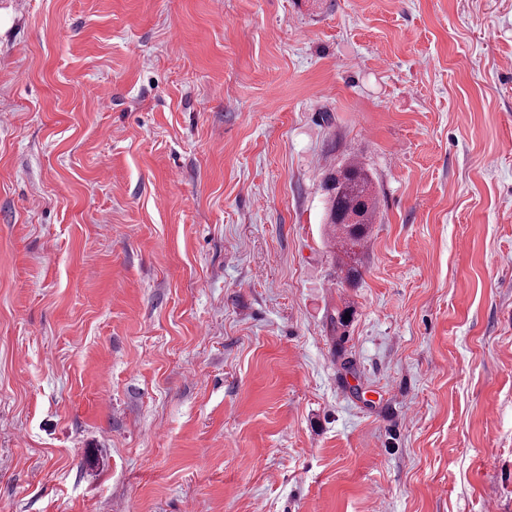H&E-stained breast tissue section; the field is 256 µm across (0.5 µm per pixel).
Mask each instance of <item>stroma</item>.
Returning <instances> with one entry per match:
<instances>
[{
    "instance_id": "1",
    "label": "stroma",
    "mask_w": 512,
    "mask_h": 512,
    "mask_svg": "<svg viewBox=\"0 0 512 512\" xmlns=\"http://www.w3.org/2000/svg\"><path fill=\"white\" fill-rule=\"evenodd\" d=\"M192 505L512 512V0H0V512ZM326 192L325 224L332 233L340 266L348 281L360 276L358 255L365 246L378 214V196L373 180L364 165L354 158L346 159L324 178Z\"/></svg>"
}]
</instances>
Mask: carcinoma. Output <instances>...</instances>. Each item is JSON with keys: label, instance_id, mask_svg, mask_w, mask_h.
Returning a JSON list of instances; mask_svg holds the SVG:
<instances>
[{"label": "carcinoma", "instance_id": "carcinoma-1", "mask_svg": "<svg viewBox=\"0 0 512 512\" xmlns=\"http://www.w3.org/2000/svg\"><path fill=\"white\" fill-rule=\"evenodd\" d=\"M326 192L325 223L332 233L334 247L341 253L340 266L348 281L360 276L358 255L378 214V196L373 180L364 165L346 159L324 178Z\"/></svg>", "mask_w": 512, "mask_h": 512}]
</instances>
